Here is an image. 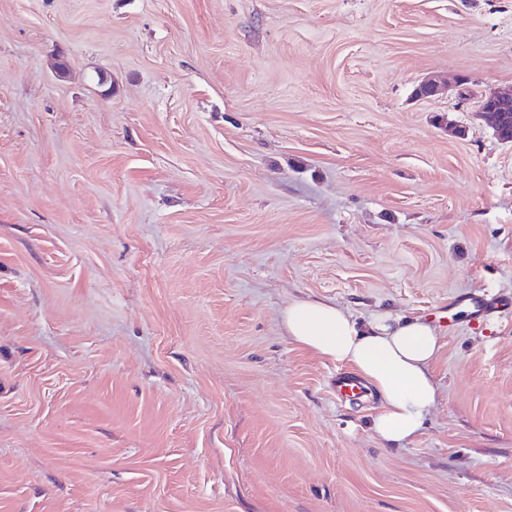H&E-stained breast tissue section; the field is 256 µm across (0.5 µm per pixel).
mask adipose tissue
<instances>
[{
  "label": "adipose tissue",
  "instance_id": "obj_1",
  "mask_svg": "<svg viewBox=\"0 0 512 512\" xmlns=\"http://www.w3.org/2000/svg\"><path fill=\"white\" fill-rule=\"evenodd\" d=\"M288 338L320 359L349 367L379 395L372 430L396 444L413 440L437 401L430 365L440 344L426 320L379 313L357 320L334 303L302 299L281 312Z\"/></svg>",
  "mask_w": 512,
  "mask_h": 512
}]
</instances>
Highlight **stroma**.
<instances>
[{"mask_svg": "<svg viewBox=\"0 0 512 512\" xmlns=\"http://www.w3.org/2000/svg\"><path fill=\"white\" fill-rule=\"evenodd\" d=\"M511 87L512 0H0V512H512ZM299 298L451 308L413 441ZM479 112L486 123L493 129L495 135L504 143H511L507 121H512V91L511 93L491 92L486 94L480 103ZM500 132L506 139L500 138Z\"/></svg>", "mask_w": 512, "mask_h": 512, "instance_id": "35a3bbf8", "label": "stroma"}]
</instances>
